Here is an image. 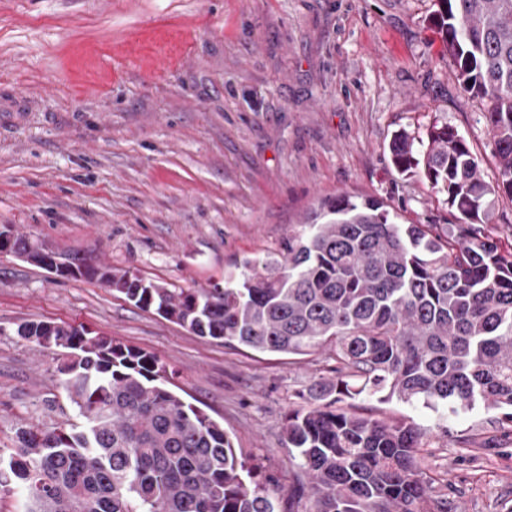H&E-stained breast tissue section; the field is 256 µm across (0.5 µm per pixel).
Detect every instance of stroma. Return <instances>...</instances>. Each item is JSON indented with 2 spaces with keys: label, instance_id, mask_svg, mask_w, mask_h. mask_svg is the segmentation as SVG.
Returning <instances> with one entry per match:
<instances>
[{
  "label": "stroma",
  "instance_id": "1",
  "mask_svg": "<svg viewBox=\"0 0 512 512\" xmlns=\"http://www.w3.org/2000/svg\"><path fill=\"white\" fill-rule=\"evenodd\" d=\"M436 0H0V228L60 258L169 288L223 283L276 252L341 192L406 224H450L444 193L398 174L403 132L424 153L453 127L498 181L487 106L465 93L433 24ZM85 328L156 355L173 390L224 426L259 478L291 481L284 415L325 356L233 349L86 278L0 254V451L73 408L56 350L26 321ZM425 437L421 464L451 512H512V425L356 399Z\"/></svg>",
  "mask_w": 512,
  "mask_h": 512
}]
</instances>
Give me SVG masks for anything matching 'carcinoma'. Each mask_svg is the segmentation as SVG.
Masks as SVG:
<instances>
[{"label": "carcinoma", "instance_id": "carcinoma-1", "mask_svg": "<svg viewBox=\"0 0 512 512\" xmlns=\"http://www.w3.org/2000/svg\"><path fill=\"white\" fill-rule=\"evenodd\" d=\"M435 27L463 90L488 99L500 173L448 125L392 144L400 174L423 169L456 224H400L372 197L338 194L262 261L245 258L224 285L175 289L129 271L94 268L135 307L192 333L258 352L327 354L315 405L290 409L288 489L255 479L224 426L184 402L153 355L108 336L28 321L17 334L60 351L57 372L77 422L28 425L0 455V492L23 489L27 512H448L420 465L424 433L363 415L366 394L420 404L443 421L478 407L512 422V246L487 235L495 199L512 200V0H437Z\"/></svg>", "mask_w": 512, "mask_h": 512}]
</instances>
